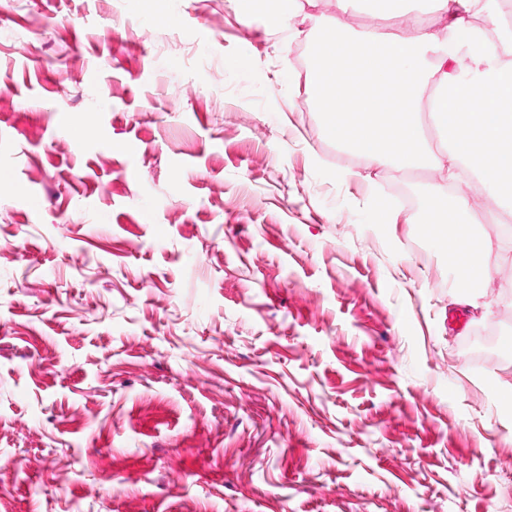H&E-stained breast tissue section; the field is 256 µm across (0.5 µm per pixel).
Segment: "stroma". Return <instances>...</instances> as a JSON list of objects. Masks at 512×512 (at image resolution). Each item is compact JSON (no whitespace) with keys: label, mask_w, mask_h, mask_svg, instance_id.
<instances>
[{"label":"stroma","mask_w":512,"mask_h":512,"mask_svg":"<svg viewBox=\"0 0 512 512\" xmlns=\"http://www.w3.org/2000/svg\"><path fill=\"white\" fill-rule=\"evenodd\" d=\"M174 9L0 0V501L512 512V353L469 350L512 336V225L478 193L497 274L455 305L415 227L446 172L364 169L305 86L320 24L405 18Z\"/></svg>","instance_id":"1"}]
</instances>
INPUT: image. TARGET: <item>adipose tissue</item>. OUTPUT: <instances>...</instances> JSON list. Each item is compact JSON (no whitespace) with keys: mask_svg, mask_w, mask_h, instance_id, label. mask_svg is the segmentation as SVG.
<instances>
[{"mask_svg":"<svg viewBox=\"0 0 512 512\" xmlns=\"http://www.w3.org/2000/svg\"><path fill=\"white\" fill-rule=\"evenodd\" d=\"M444 28H414L407 37L321 28L305 83L323 117L321 132L371 166L412 168L431 162L456 179L467 170L476 188L488 189L512 213V25L495 36L465 21V13L496 14L499 0H434ZM464 49L467 70L457 67ZM434 89L427 107L418 96ZM421 234L447 246L448 264L471 293L496 273L490 241L474 236L470 196L443 190L421 201Z\"/></svg>","mask_w":512,"mask_h":512,"instance_id":"1","label":"adipose tissue"}]
</instances>
